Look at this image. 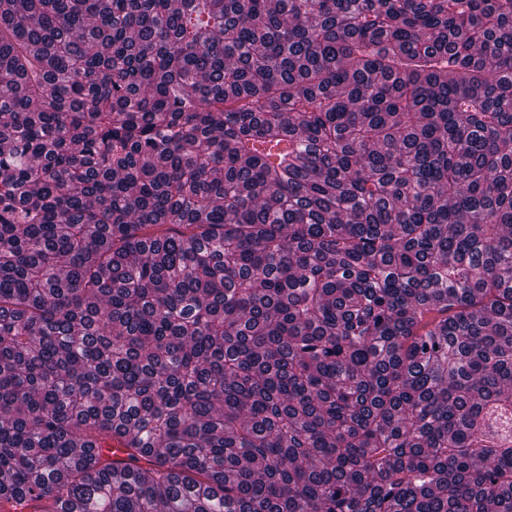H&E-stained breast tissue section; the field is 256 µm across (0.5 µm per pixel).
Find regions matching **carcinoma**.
I'll return each instance as SVG.
<instances>
[{"instance_id":"1","label":"carcinoma","mask_w":512,"mask_h":512,"mask_svg":"<svg viewBox=\"0 0 512 512\" xmlns=\"http://www.w3.org/2000/svg\"><path fill=\"white\" fill-rule=\"evenodd\" d=\"M0 512H512V0H0Z\"/></svg>"}]
</instances>
